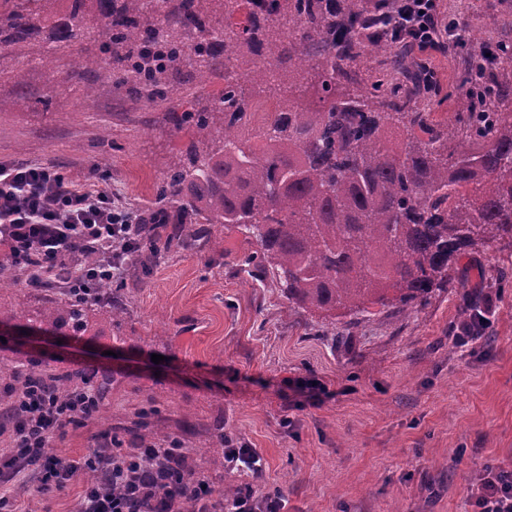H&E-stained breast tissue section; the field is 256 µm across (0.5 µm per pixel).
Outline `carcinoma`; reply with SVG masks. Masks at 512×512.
<instances>
[{
	"mask_svg": "<svg viewBox=\"0 0 512 512\" xmlns=\"http://www.w3.org/2000/svg\"><path fill=\"white\" fill-rule=\"evenodd\" d=\"M0 0V49L35 41L72 56L73 72L107 73L153 101L176 93L182 68L204 82L245 53L259 57L220 98L168 112L196 142L162 175L152 252L193 245L223 229L246 234L253 282L271 279L288 306L330 323L368 306L409 316L436 291L457 287L467 253L512 248V41L473 49L456 41L462 75L442 93L428 58L411 65L414 42L394 29V0ZM278 73L288 95L255 112L246 84ZM310 95L300 101L294 90ZM463 109L438 120L445 101ZM22 325L84 335L118 323L112 281L90 298L59 299ZM45 377L65 393L69 375Z\"/></svg>",
	"mask_w": 512,
	"mask_h": 512,
	"instance_id": "obj_1",
	"label": "carcinoma"
}]
</instances>
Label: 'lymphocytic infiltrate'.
Instances as JSON below:
<instances>
[{
    "mask_svg": "<svg viewBox=\"0 0 512 512\" xmlns=\"http://www.w3.org/2000/svg\"><path fill=\"white\" fill-rule=\"evenodd\" d=\"M437 7V0H400L401 34L429 48ZM140 229V214L115 204L90 179L64 176L52 165L0 162V261L9 267L34 263L43 278L81 289L86 275L75 262L78 249L95 250L101 264L117 271ZM98 404L89 385L73 390L65 402L47 385L25 380L12 386L11 402L0 413L9 423L12 448L0 458V512H23L14 488L18 476L31 479L42 493L65 487L90 466L124 493L109 496L85 487L77 512H286L280 494L257 491L248 482L228 511L198 477L180 475L178 490L159 494L171 464L167 446L127 448L106 438L84 461L65 463L47 455L53 439L67 425L90 418ZM470 499L473 512H512V469L483 467Z\"/></svg>",
    "mask_w": 512,
    "mask_h": 512,
    "instance_id": "f902f5d3",
    "label": "lymphocytic infiltrate"
}]
</instances>
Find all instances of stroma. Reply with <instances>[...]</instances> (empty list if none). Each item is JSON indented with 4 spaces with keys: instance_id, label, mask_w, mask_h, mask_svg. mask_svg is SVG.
<instances>
[{
    "instance_id": "obj_1",
    "label": "stroma",
    "mask_w": 512,
    "mask_h": 512,
    "mask_svg": "<svg viewBox=\"0 0 512 512\" xmlns=\"http://www.w3.org/2000/svg\"><path fill=\"white\" fill-rule=\"evenodd\" d=\"M474 40H512V0H439ZM0 54V161L95 173L122 204L148 211L192 129H172L171 104L188 107L223 88L216 78L181 83L172 103H153L101 76L93 95L56 53L52 69ZM247 245L236 230L203 245L158 254L128 290L121 324H93L18 341L0 328V361L39 360L56 373L109 374L104 419L69 425L51 443L64 461L87 456L102 435L124 438L154 407L151 441L180 442L213 489L240 483L217 474L202 449L225 438L256 449L266 468L257 490L280 493L288 512H471L468 489L484 463L512 467V252L460 259L453 291H438L410 317L372 307L349 324L292 311L281 288L251 286L239 267ZM499 265L505 278L485 270ZM493 300L483 343L455 347L453 327L478 296ZM160 362H152V355ZM329 392L315 401L295 378ZM83 482L42 497L20 486L25 512H73Z\"/></svg>"
}]
</instances>
